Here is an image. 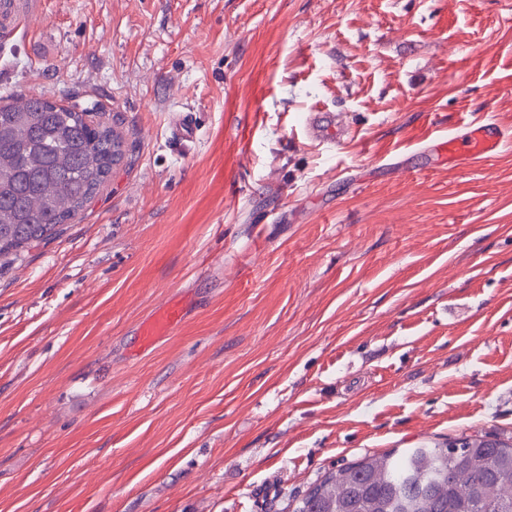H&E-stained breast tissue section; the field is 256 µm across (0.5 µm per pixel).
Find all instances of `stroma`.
<instances>
[{
    "label": "stroma",
    "mask_w": 512,
    "mask_h": 512,
    "mask_svg": "<svg viewBox=\"0 0 512 512\" xmlns=\"http://www.w3.org/2000/svg\"><path fill=\"white\" fill-rule=\"evenodd\" d=\"M31 95L125 156L0 265V512H291L367 453L512 440V0H41L0 32ZM485 120L494 157L440 155ZM196 138V127L190 113L179 116L171 126V139L178 143L192 142ZM314 137L323 142L338 143L344 132L329 120L326 114H317L311 120ZM184 317V308L178 303H172L159 309L152 317L142 322L139 326V336L144 348L152 346Z\"/></svg>",
    "instance_id": "stroma-1"
}]
</instances>
